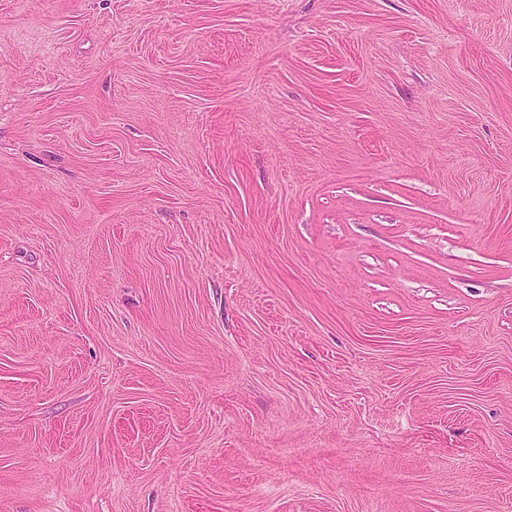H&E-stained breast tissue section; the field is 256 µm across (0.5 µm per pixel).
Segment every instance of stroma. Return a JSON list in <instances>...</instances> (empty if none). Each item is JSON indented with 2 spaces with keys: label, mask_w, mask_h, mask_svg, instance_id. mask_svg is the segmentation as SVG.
Returning <instances> with one entry per match:
<instances>
[{
  "label": "stroma",
  "mask_w": 512,
  "mask_h": 512,
  "mask_svg": "<svg viewBox=\"0 0 512 512\" xmlns=\"http://www.w3.org/2000/svg\"><path fill=\"white\" fill-rule=\"evenodd\" d=\"M0 512H512V0H0Z\"/></svg>",
  "instance_id": "1"
}]
</instances>
